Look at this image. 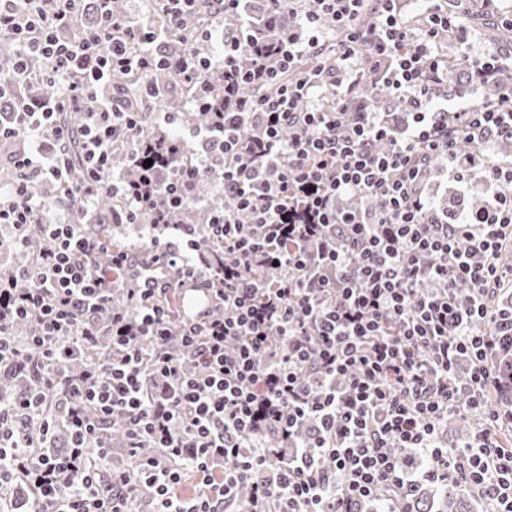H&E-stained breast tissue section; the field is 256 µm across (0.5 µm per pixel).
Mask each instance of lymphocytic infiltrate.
Here are the masks:
<instances>
[{
  "mask_svg": "<svg viewBox=\"0 0 512 512\" xmlns=\"http://www.w3.org/2000/svg\"><path fill=\"white\" fill-rule=\"evenodd\" d=\"M162 2L166 26L150 30L113 0H0L12 47L0 55V256L31 253L0 265V372L24 381L0 397V512H15L22 488L41 512H366L379 496L409 512L418 480L455 476L490 512H512V448L498 438L512 428V303H493L512 162L483 152L512 138V88L457 112L453 129L436 105L448 85L438 43L468 44V14L431 8L414 31L401 0H315L300 13L297 0H268L298 23L262 69L242 62L249 36L224 26L242 0ZM202 4L209 24L183 31ZM217 38L222 52H204ZM158 69L211 116L199 127L160 113L175 131L163 147L112 87L131 73L156 99ZM364 69L408 106L403 133L360 111ZM260 82L275 93L241 97ZM461 134L473 151L458 152ZM437 156L460 178L484 169L493 204L454 224L429 208ZM131 166L151 174L128 181ZM205 174L230 207L172 223ZM103 192L121 202L113 223L143 229L105 265L80 218ZM426 281L441 291H421ZM186 288L208 294L206 312L174 315ZM452 412L471 420L457 448L441 442ZM119 449L128 468L114 465Z\"/></svg>",
  "mask_w": 512,
  "mask_h": 512,
  "instance_id": "f902f5d3",
  "label": "lymphocytic infiltrate"
}]
</instances>
